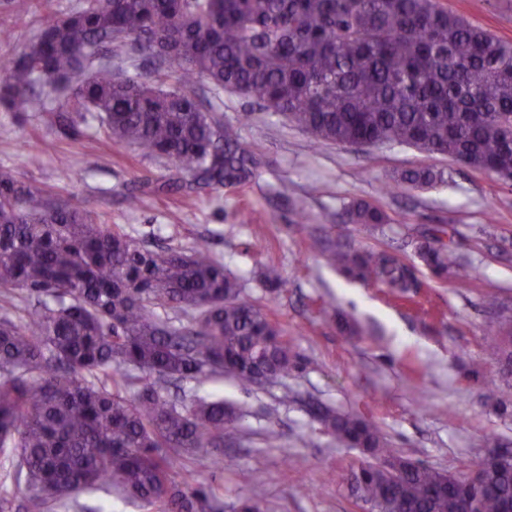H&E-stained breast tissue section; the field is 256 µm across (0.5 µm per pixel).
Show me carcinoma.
<instances>
[{
    "label": "carcinoma",
    "mask_w": 512,
    "mask_h": 512,
    "mask_svg": "<svg viewBox=\"0 0 512 512\" xmlns=\"http://www.w3.org/2000/svg\"><path fill=\"white\" fill-rule=\"evenodd\" d=\"M130 46L152 65L146 81L94 68ZM79 77L58 112H94L98 132L162 157L200 187L240 185L255 161L235 126L200 100L197 82L284 116L317 142L396 143L448 155L512 180V43L437 0H85L42 28L0 73V104L49 112L45 88ZM396 181L432 186L444 173L408 169ZM354 224L384 212L359 200ZM417 255L438 278L469 276L435 231ZM349 279L403 299L420 287L415 267L390 248L324 246ZM0 452L18 458L37 507L78 508L79 492L105 489L154 512H213L204 483L178 479L169 453L224 443L238 419L222 399L177 406L165 384L227 374L249 388L288 375L296 357L264 309L205 240L188 249L142 248L116 225L52 198L0 169ZM190 319L178 329L154 309ZM512 316L490 344L512 371ZM140 373L139 387L127 371ZM314 415L337 443L367 456L361 498L379 512H508L512 461L490 453L460 483L394 448L371 421L320 405Z\"/></svg>",
    "instance_id": "cac0c4a2"
}]
</instances>
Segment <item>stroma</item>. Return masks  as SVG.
<instances>
[{"instance_id":"stroma-1","label":"stroma","mask_w":512,"mask_h":512,"mask_svg":"<svg viewBox=\"0 0 512 512\" xmlns=\"http://www.w3.org/2000/svg\"><path fill=\"white\" fill-rule=\"evenodd\" d=\"M439 2L512 42V0ZM82 3L0 0V65ZM204 96L218 101L224 122L238 127L257 160L243 185L197 189L169 160L101 142L89 116L65 113L52 121L44 112L0 107V169L120 225L148 249L207 239L238 279L242 299L264 306L299 356L298 371L261 387L245 389L227 376L163 388L180 404L221 398L243 413L225 428L223 447L175 458V470L210 485L222 512H236L245 498L257 499L262 512H367L354 483L364 456L323 431L311 412L316 404L376 421L403 455L458 476L483 455L485 438L512 448V409L500 413L491 392L505 378L486 350L498 323L485 304L495 295L512 315V185L409 146L318 143L238 94ZM47 142L54 151L29 167L28 154ZM61 155L71 166L58 163ZM420 166L449 171L452 180L429 189L395 185L399 172ZM143 186L144 205L129 209L126 194ZM359 199L384 211L387 224L348 223L345 209ZM243 211L251 223H240ZM437 224L473 267L470 279L441 281L420 265L416 240ZM322 239L397 249L417 267L416 294L395 300L384 289L346 280L322 257ZM266 265L284 281L273 303L260 280ZM339 311L361 326V335L339 332ZM243 470L262 472V488L244 484Z\"/></svg>"}]
</instances>
